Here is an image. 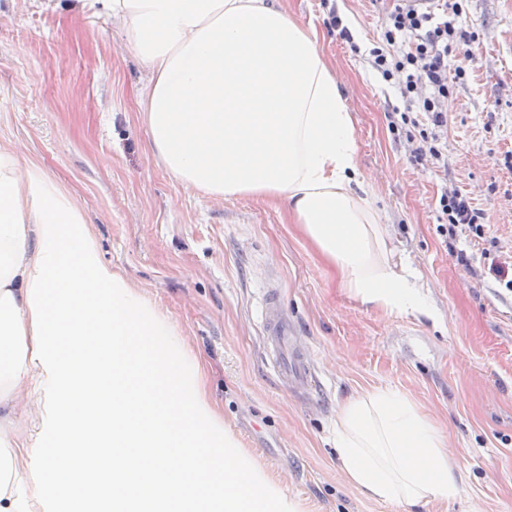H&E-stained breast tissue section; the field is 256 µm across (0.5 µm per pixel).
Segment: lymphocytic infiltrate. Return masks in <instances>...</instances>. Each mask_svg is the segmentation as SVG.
Masks as SVG:
<instances>
[{
	"mask_svg": "<svg viewBox=\"0 0 512 512\" xmlns=\"http://www.w3.org/2000/svg\"><path fill=\"white\" fill-rule=\"evenodd\" d=\"M460 0H436L434 8L418 10L409 0H394L386 14L382 39L370 48L368 62L383 81L394 82L404 103L389 127L412 142V160L443 162L446 145L439 133L447 124L443 102L449 94L448 53L452 46L469 44L475 36L462 25ZM444 221L440 235L458 231L482 237L484 217L466 195L451 189L439 200Z\"/></svg>",
	"mask_w": 512,
	"mask_h": 512,
	"instance_id": "obj_1",
	"label": "lymphocytic infiltrate"
}]
</instances>
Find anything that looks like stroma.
Masks as SVG:
<instances>
[{"mask_svg": "<svg viewBox=\"0 0 512 512\" xmlns=\"http://www.w3.org/2000/svg\"><path fill=\"white\" fill-rule=\"evenodd\" d=\"M333 62L354 118L366 190L436 319L384 314L338 288L282 207L212 200L154 156L138 93L148 78L122 30L76 0H0V146L18 148L92 224L101 258L177 327L243 449L302 512H403L350 485L333 424L366 389L407 395L443 426L464 475L455 502L418 512H512V0H464L469 46L448 55V167L411 161L388 114L400 100L371 69L383 0H286ZM336 10L353 34L328 22ZM460 190L484 238L437 230ZM275 290L321 382L292 389L264 351L259 305Z\"/></svg>", "mask_w": 512, "mask_h": 512, "instance_id": "1", "label": "stroma"}]
</instances>
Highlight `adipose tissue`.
Instances as JSON below:
<instances>
[{
  "mask_svg": "<svg viewBox=\"0 0 512 512\" xmlns=\"http://www.w3.org/2000/svg\"><path fill=\"white\" fill-rule=\"evenodd\" d=\"M150 72L154 154L203 196L286 205L342 288L387 313L432 307L363 188L354 120L276 0H89ZM202 367L138 286L104 264L71 197L0 147V512H298L224 427ZM31 382L29 444L10 433ZM336 463L367 497L453 502L442 431L398 392L336 415Z\"/></svg>",
  "mask_w": 512,
  "mask_h": 512,
  "instance_id": "ef3b65f1",
  "label": "adipose tissue"
}]
</instances>
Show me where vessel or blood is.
<instances>
[{"instance_id":"b4317fda","label":"vessel or blood","mask_w":512,"mask_h":512,"mask_svg":"<svg viewBox=\"0 0 512 512\" xmlns=\"http://www.w3.org/2000/svg\"><path fill=\"white\" fill-rule=\"evenodd\" d=\"M265 350L275 363L279 376L288 378L296 388L311 391L320 385L311 361L297 343L296 330L278 303L275 293H267L261 307Z\"/></svg>"}]
</instances>
